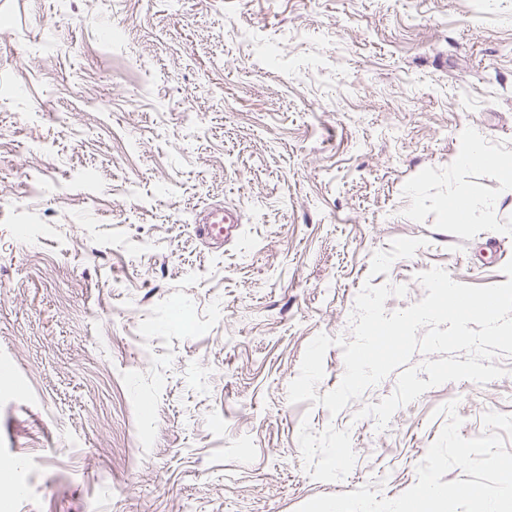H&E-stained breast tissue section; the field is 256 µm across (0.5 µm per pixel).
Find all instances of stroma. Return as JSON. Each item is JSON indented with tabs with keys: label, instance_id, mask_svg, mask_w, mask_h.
I'll return each instance as SVG.
<instances>
[{
	"label": "stroma",
	"instance_id": "1",
	"mask_svg": "<svg viewBox=\"0 0 512 512\" xmlns=\"http://www.w3.org/2000/svg\"><path fill=\"white\" fill-rule=\"evenodd\" d=\"M0 512H487L512 357L385 429L288 400L365 283L506 282L512 0H0ZM494 207L448 221V189ZM229 206L238 237L202 243ZM420 238L377 276L374 255ZM472 494L456 496L461 483ZM464 164L494 167L501 175L503 185L512 189V160L510 156L491 158L484 153L481 146H477L467 155ZM196 227V233L204 238L214 241H228L235 232L241 229V216L235 209L213 208L204 213L201 221ZM224 225V235L215 233L217 224Z\"/></svg>",
	"mask_w": 512,
	"mask_h": 512
}]
</instances>
